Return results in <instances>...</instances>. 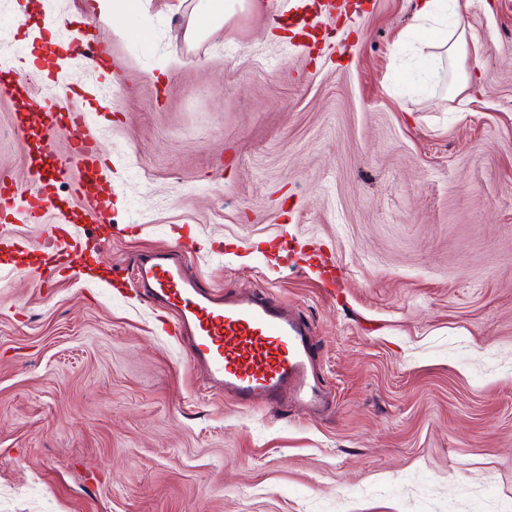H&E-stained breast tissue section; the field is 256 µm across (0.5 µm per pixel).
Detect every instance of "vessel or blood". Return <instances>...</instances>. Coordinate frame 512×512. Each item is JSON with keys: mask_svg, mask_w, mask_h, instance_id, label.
Here are the masks:
<instances>
[{"mask_svg": "<svg viewBox=\"0 0 512 512\" xmlns=\"http://www.w3.org/2000/svg\"><path fill=\"white\" fill-rule=\"evenodd\" d=\"M46 58L31 53L26 66L10 73L0 85V95L27 101L34 83L62 87L60 75L47 70ZM46 133L64 128L70 154L59 158L51 141L39 147V162L54 178H68L71 169L99 171L97 141L86 132L88 116L80 110L46 112ZM54 204L45 184L29 196L0 193V209L23 208L24 219L35 222ZM141 288L174 315V334L189 342V367L207 375L217 395L227 396L250 408L256 400L297 401L306 407L322 404L324 391L313 371L314 342L310 325L287 307L275 304L262 292L234 296L199 287L185 260L149 257L135 262Z\"/></svg>", "mask_w": 512, "mask_h": 512, "instance_id": "obj_1", "label": "vessel or blood"}]
</instances>
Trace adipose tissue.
Wrapping results in <instances>:
<instances>
[{"label":"adipose tissue","mask_w":512,"mask_h":512,"mask_svg":"<svg viewBox=\"0 0 512 512\" xmlns=\"http://www.w3.org/2000/svg\"><path fill=\"white\" fill-rule=\"evenodd\" d=\"M459 0H418L413 28L418 36L435 43L447 58H454L467 44L463 28L451 26L459 14Z\"/></svg>","instance_id":"obj_1"}]
</instances>
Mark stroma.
Returning a JSON list of instances; mask_svg holds the SVG:
<instances>
[{
	"label": "stroma",
	"instance_id": "35a3bbf8",
	"mask_svg": "<svg viewBox=\"0 0 512 512\" xmlns=\"http://www.w3.org/2000/svg\"><path fill=\"white\" fill-rule=\"evenodd\" d=\"M0 0V69L85 30L118 70L87 95L116 194L69 181L0 216V512H512V0H460L457 94L428 83L417 0H349L291 31L252 0L193 41L198 0ZM0 97V179L34 189ZM84 266L44 281L54 226ZM181 245L201 285L257 289L313 329L329 406L240 408L189 375L129 279ZM141 0H96V15L100 24L116 30L114 24L116 13L121 12L125 19L137 16L140 12ZM20 204L24 206L23 219L27 222H36L54 205L53 193L42 180L28 198L22 195L19 197L16 192L4 193L1 191L0 209L2 211H14Z\"/></svg>",
	"mask_w": 512,
	"mask_h": 512
}]
</instances>
